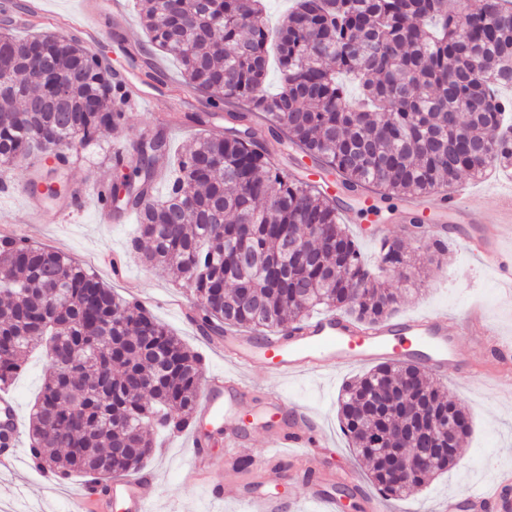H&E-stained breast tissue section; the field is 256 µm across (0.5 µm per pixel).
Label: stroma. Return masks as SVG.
Instances as JSON below:
<instances>
[{
    "label": "stroma",
    "instance_id": "1",
    "mask_svg": "<svg viewBox=\"0 0 512 512\" xmlns=\"http://www.w3.org/2000/svg\"><path fill=\"white\" fill-rule=\"evenodd\" d=\"M126 7L129 25L121 38H114L111 29H104L98 48L111 58L113 67L128 81L136 83L140 80L139 68L127 59L118 43L123 40L143 48L148 44V34L140 23L137 0H126ZM152 61L162 70L164 82L145 86L147 102L129 106L124 122L117 129L74 156L79 174L70 178V192H77L83 183L112 178L107 162L111 152L132 147L147 135L157 118L172 114L177 119L168 132L172 153H179L195 136L196 129L187 116L206 111L205 97L190 94L181 113H174L170 87L179 77V65L158 51L153 53ZM0 179L10 186L8 194L0 193V234H22L33 242L73 257L93 270L121 298L147 299L148 310L190 348L202 354L203 371L223 369V359L207 351L202 334L179 313V302H193L191 292L180 287L167 271L145 266L129 253L128 242L137 233V214H130L120 224H103L93 207L65 217L57 203L45 202L41 205L39 223L32 224L28 221L23 195L30 180L28 163L21 161L1 171ZM406 205L403 199L382 202L376 214L361 219L368 228L381 226L387 236L402 239L421 268L420 277L412 285L405 283L396 272L387 275L398 296V315L426 310L457 314L478 301L485 306L499 340L512 345V299L502 290L499 274L481 268L464 245L453 238L448 241L449 252L442 263L429 262L425 240L408 235L406 231L403 222ZM111 256L120 259V271H113L107 265L106 260ZM365 370V365L350 364L324 377L274 380L256 367L248 374L251 387L246 402L252 405L263 401L267 395L281 393L310 409L321 419L329 437V447L321 451L324 468L353 472L361 490L370 493L374 487L368 466L352 454L337 419V399L343 385ZM49 371V361L42 351L28 353L22 371L10 387L18 399L21 420H28L31 405ZM443 385L465 408L471 432L461 446L456 465L410 494L415 512H436L439 502L448 495L463 494L476 484L492 483L499 469H512V375L479 385L447 379ZM156 443V451L145 465L146 470L156 476L152 493L155 512H243L242 505L232 497L221 501L211 499L196 482L197 464L190 458L184 438L163 432L157 435ZM81 482V477L74 476L53 487L36 468L17 473L0 472V512H69L68 494L79 488Z\"/></svg>",
    "mask_w": 512,
    "mask_h": 512
}]
</instances>
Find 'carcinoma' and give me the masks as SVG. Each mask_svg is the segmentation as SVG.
<instances>
[{
    "label": "carcinoma",
    "mask_w": 512,
    "mask_h": 512,
    "mask_svg": "<svg viewBox=\"0 0 512 512\" xmlns=\"http://www.w3.org/2000/svg\"><path fill=\"white\" fill-rule=\"evenodd\" d=\"M276 30L282 82L267 84L263 0H143L154 51L174 57L180 86L207 95L224 132L205 133L175 160L163 197L156 132L112 162L114 211L138 214V254L172 271L196 298L197 326L286 331L319 309L376 323L396 311L391 269L421 272L399 239L370 268L339 222L336 198L267 153V136L319 163L323 179L384 200L444 191L464 173L512 167V0H291ZM0 26V168L35 153L73 155L125 120L116 71L73 34H15ZM61 165L29 189L66 191ZM46 350L52 370L30 415L38 468L98 484L140 471L156 431L194 420L202 358L138 301L118 297L90 268L24 238L0 235V389L25 356ZM407 400L412 416L391 408ZM342 430L386 497L400 498L457 462L468 417L416 363H380L348 382ZM459 425L431 470L407 485L395 474L402 430Z\"/></svg>",
    "instance_id": "1"
}]
</instances>
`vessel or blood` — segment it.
I'll list each match as a JSON object with an SVG mask.
<instances>
[{"mask_svg": "<svg viewBox=\"0 0 512 512\" xmlns=\"http://www.w3.org/2000/svg\"><path fill=\"white\" fill-rule=\"evenodd\" d=\"M27 13L45 16L59 28L85 35L89 47H96L103 25L113 30H124L128 25L124 0H84L80 13L58 16L46 13L42 0H26ZM503 220L497 224L480 221L481 199L465 186L455 185L438 200L421 198L414 201L406 219L408 223L423 225L433 237L459 236L466 249L490 270L502 276L504 287L512 286V255L501 245L502 233L512 224V193L496 198ZM95 204L102 223L115 219L99 188L82 190L75 199L63 200L62 212L70 213ZM442 211L452 224H437L435 211ZM482 329L485 342L502 356L512 355L493 335L488 314L483 307L472 305L462 314L451 317L433 310L411 316L393 317L376 325H365L339 311L323 313L294 326L288 333L267 331L264 334L248 330H228L224 335L209 337V344L223 354L230 370L209 373L204 381L200 407L194 422L188 427L189 443L194 458H204L201 430L204 425L224 423L225 468L234 470L237 450L242 445L241 415L234 409L243 397L246 384L244 371L260 367L273 379L299 376H320L354 360L360 363L387 361L416 362L431 374L448 377L467 373L471 360L456 350V332L460 329ZM262 414L277 418L279 429L269 436L274 448L300 449L303 470L318 469V450L322 445L321 424L310 411L286 398L273 395L263 404ZM0 429L8 439L0 443V471L14 470L20 454L21 425L18 401L14 394L0 393ZM260 486L252 490L236 485L234 495L246 512H282L280 499L268 493L270 485L282 478L273 455L266 454L255 462ZM349 471L342 470L323 477L321 484L311 486L308 494L320 512H342L341 498L327 492V485L351 480ZM153 484L151 474L142 473L133 478L112 479L106 490L96 484H85L81 494L73 499L72 512H152L153 498L149 492ZM438 512H512V475L497 477L490 485H478L468 490L465 497H448L438 506Z\"/></svg>", "mask_w": 512, "mask_h": 512, "instance_id": "vessel-or-blood-1", "label": "vessel or blood"}]
</instances>
